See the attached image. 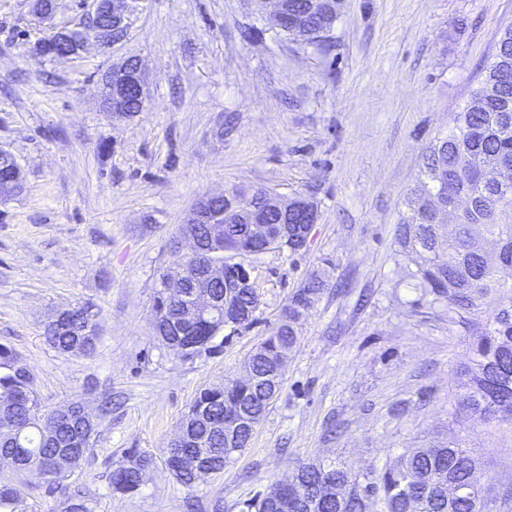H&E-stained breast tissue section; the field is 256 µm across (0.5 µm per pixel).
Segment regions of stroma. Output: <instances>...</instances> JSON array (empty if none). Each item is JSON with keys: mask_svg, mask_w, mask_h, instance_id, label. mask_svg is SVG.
Masks as SVG:
<instances>
[{"mask_svg": "<svg viewBox=\"0 0 512 512\" xmlns=\"http://www.w3.org/2000/svg\"><path fill=\"white\" fill-rule=\"evenodd\" d=\"M265 0H143L114 50L53 62L28 48L44 33L30 0H0V150L24 174L0 203V344L18 351L53 408L79 399L112 416L73 474L97 512H241L302 462L362 471L408 448L455 437L477 449L498 512L512 493V425L475 422L458 404L473 336L493 300L449 327L420 288L395 230L422 180V155L481 79L512 0H345L331 53L268 30ZM140 57L147 102L115 121L100 74ZM258 188L317 206L304 249L243 257L258 293L252 327L218 352L184 361L152 326L172 240L199 198ZM325 283L302 318L283 386L247 448L187 488L164 452L195 395L243 376L291 295ZM97 311L92 355L53 349L54 308ZM155 464L133 498L110 495L126 453Z\"/></svg>", "mask_w": 512, "mask_h": 512, "instance_id": "stroma-1", "label": "stroma"}]
</instances>
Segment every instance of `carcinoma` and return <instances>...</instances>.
<instances>
[{"instance_id":"carcinoma-1","label":"carcinoma","mask_w":512,"mask_h":512,"mask_svg":"<svg viewBox=\"0 0 512 512\" xmlns=\"http://www.w3.org/2000/svg\"><path fill=\"white\" fill-rule=\"evenodd\" d=\"M285 14L299 10L315 12L322 0H284ZM324 17L294 33L281 18L269 29L284 35L304 48L324 49L331 44V33L341 14V0L331 3ZM482 80L475 96L486 100L487 111L474 112L467 104L455 113L452 131L431 140L423 155V176L430 188L448 195L455 185L464 183L471 195L468 210L455 224L454 236L443 243V225L424 216L423 193L408 199V212L397 225L396 240L404 259L415 265L413 277L422 288L446 303L448 325L466 324L479 309L482 300L499 288V266L512 263V183L506 188H492V176L479 169L489 154H499L512 161V107L501 112L503 102L512 104V26H507L494 42L481 69ZM17 176L7 154L0 155V189ZM271 192L257 189L251 193L234 189L226 198L212 196L198 201L207 217L194 225L193 232L212 261L232 260L246 250L249 205L260 202ZM494 238L497 251L487 254L478 246L477 234ZM324 282L312 278L295 291L282 313L281 325L251 356L256 372L265 377L273 371L269 354L288 352L298 340L296 325L322 293ZM251 315L241 328L254 321L257 297L251 291H231ZM175 305L156 297L153 306L155 335L167 347L182 343V337L170 334L169 324ZM97 312L88 304L69 308L67 319L58 325L45 324L47 342L61 353L90 355L98 340ZM224 332V319L214 318L202 325L199 337L204 340L196 350L187 351L182 359L192 360L202 353L215 351L214 339ZM470 365L463 371L459 403L474 417L486 422L512 423V296L500 297L480 335L471 343ZM280 389L259 391L249 399L256 421H261ZM191 407L202 408L216 417L224 416V392L212 387L201 390ZM112 412V396L102 398L89 428L74 420L47 431V422L57 410L44 408L39 402L33 375L23 358L11 347L0 344V457L10 458L20 471L31 467L44 469L46 492L52 497V512H95L97 500L89 489L68 481L69 473L78 468L92 451L98 428ZM192 439L188 448H170L165 466L182 485H195L192 471L179 469L175 459L184 455L204 454L217 473L224 464L249 445L252 434L241 437L240 448L224 447V435L214 434L202 421L192 420L185 428ZM153 465L147 454L130 452L108 476L110 493L121 497L137 495ZM480 460L460 440L434 448H409L393 461L372 467L359 474L344 466L320 460L299 465V478L306 487L329 480L344 484L341 500H299L292 492L278 493V483L244 503L243 512H276L275 500L288 499V512H368L367 495H372L377 512H484L483 498L465 496L448 503V483L472 486L479 483ZM23 485L0 483V512H19L23 502Z\"/></svg>"}]
</instances>
